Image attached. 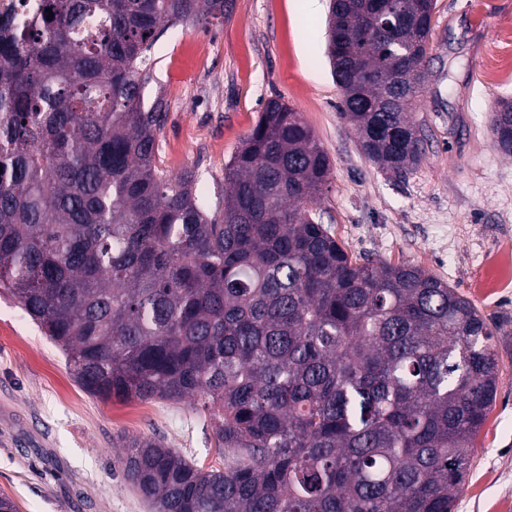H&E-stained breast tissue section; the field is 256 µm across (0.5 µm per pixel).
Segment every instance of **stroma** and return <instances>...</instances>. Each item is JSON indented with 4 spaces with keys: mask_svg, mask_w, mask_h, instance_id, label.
Wrapping results in <instances>:
<instances>
[{
    "mask_svg": "<svg viewBox=\"0 0 512 512\" xmlns=\"http://www.w3.org/2000/svg\"><path fill=\"white\" fill-rule=\"evenodd\" d=\"M235 0L223 24L167 29L152 48L145 100L163 96L159 164L194 170L200 187L224 166L279 96L301 113L333 170L321 207L348 252L423 267L503 320L500 378L469 478L453 512H512V158L491 131L512 82L488 84L491 54L512 50V0H438L427 92L413 111L426 154L402 175L361 152L340 116L327 57L328 0ZM102 400L85 392L60 350L17 302L0 295V494L19 512H150L123 477L120 437L159 439L209 467L220 460L190 400Z\"/></svg>",
    "mask_w": 512,
    "mask_h": 512,
    "instance_id": "1",
    "label": "stroma"
}]
</instances>
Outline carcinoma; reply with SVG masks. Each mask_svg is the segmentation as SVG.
Here are the masks:
<instances>
[{"mask_svg":"<svg viewBox=\"0 0 512 512\" xmlns=\"http://www.w3.org/2000/svg\"><path fill=\"white\" fill-rule=\"evenodd\" d=\"M233 6L20 0L26 21L0 26V291L89 394L209 411L221 468L120 438L154 512H452L496 398L501 324L419 266L338 243L322 224L330 158L280 97L221 193L159 165L166 103L141 93L151 50L161 30L206 29ZM436 7L330 6L338 109L398 174L424 155L411 109ZM493 134L511 155V98Z\"/></svg>","mask_w":512,"mask_h":512,"instance_id":"1","label":"carcinoma"}]
</instances>
